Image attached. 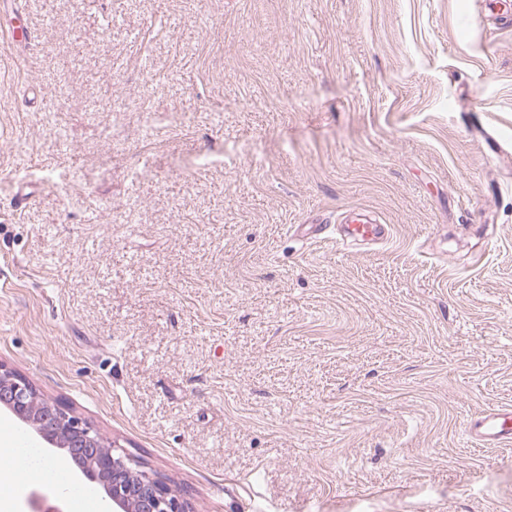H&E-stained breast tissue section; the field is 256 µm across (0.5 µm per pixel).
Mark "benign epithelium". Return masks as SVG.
I'll use <instances>...</instances> for the list:
<instances>
[{
  "mask_svg": "<svg viewBox=\"0 0 512 512\" xmlns=\"http://www.w3.org/2000/svg\"><path fill=\"white\" fill-rule=\"evenodd\" d=\"M0 408L66 458H83L81 475L103 489L108 512H187L180 494L154 474L133 467L131 459L106 445L89 423L57 403L39 401L29 381L1 364Z\"/></svg>",
  "mask_w": 512,
  "mask_h": 512,
  "instance_id": "7a95c632",
  "label": "benign epithelium"
}]
</instances>
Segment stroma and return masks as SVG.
Masks as SVG:
<instances>
[{"label":"stroma","instance_id":"35a3bbf8","mask_svg":"<svg viewBox=\"0 0 512 512\" xmlns=\"http://www.w3.org/2000/svg\"><path fill=\"white\" fill-rule=\"evenodd\" d=\"M17 2L0 364L190 512H512L464 431L512 407L489 0ZM352 209L390 241L341 250Z\"/></svg>","mask_w":512,"mask_h":512}]
</instances>
